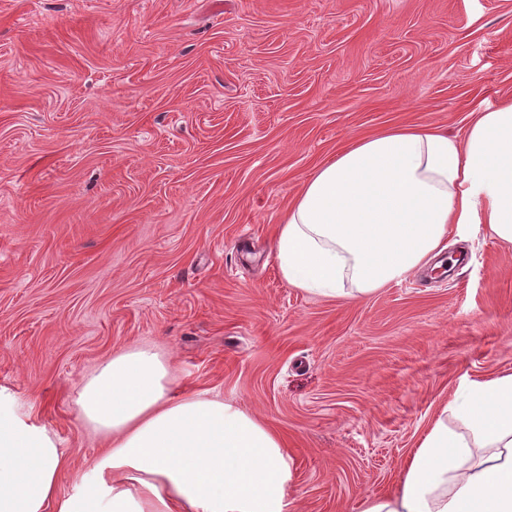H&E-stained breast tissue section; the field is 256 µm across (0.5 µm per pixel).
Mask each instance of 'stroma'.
<instances>
[{
	"label": "stroma",
	"instance_id": "1",
	"mask_svg": "<svg viewBox=\"0 0 512 512\" xmlns=\"http://www.w3.org/2000/svg\"><path fill=\"white\" fill-rule=\"evenodd\" d=\"M512 99V0H0V387L70 467L82 382L154 347L179 396L280 434L292 512L391 489L454 393L512 373V245L470 226L361 299L292 287L275 229L352 137Z\"/></svg>",
	"mask_w": 512,
	"mask_h": 512
}]
</instances>
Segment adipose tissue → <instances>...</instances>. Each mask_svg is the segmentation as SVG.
Wrapping results in <instances>:
<instances>
[{"mask_svg": "<svg viewBox=\"0 0 512 512\" xmlns=\"http://www.w3.org/2000/svg\"><path fill=\"white\" fill-rule=\"evenodd\" d=\"M453 225L512 243V101L460 135L423 124L353 138L306 179L275 259L292 287L358 299L419 269ZM76 406L111 446L70 494L54 436L0 406V512H290L282 438L224 400L175 397L150 347L101 364ZM361 512H512V373L454 396Z\"/></svg>", "mask_w": 512, "mask_h": 512, "instance_id": "obj_1", "label": "adipose tissue"}]
</instances>
